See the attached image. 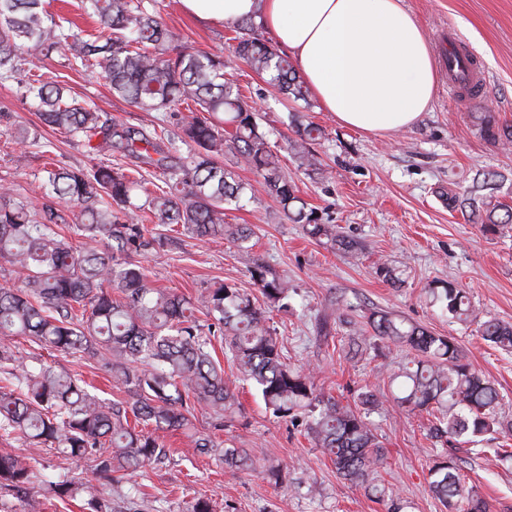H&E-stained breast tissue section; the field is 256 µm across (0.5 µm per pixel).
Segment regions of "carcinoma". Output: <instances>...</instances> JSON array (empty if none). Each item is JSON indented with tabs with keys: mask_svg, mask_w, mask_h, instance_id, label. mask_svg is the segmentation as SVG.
I'll return each mask as SVG.
<instances>
[{
	"mask_svg": "<svg viewBox=\"0 0 512 512\" xmlns=\"http://www.w3.org/2000/svg\"><path fill=\"white\" fill-rule=\"evenodd\" d=\"M82 4L99 23L101 45L71 20L50 14L43 0H0V78L12 77L31 48L46 57L65 49L68 65L90 70L113 96L161 118L150 125L117 120L71 96L61 81L30 73L23 96L41 123L98 155L136 159L158 173L163 186L150 191L143 177L108 164L45 168V195L71 205L70 229L95 243L86 247L56 230L65 218L52 206L38 213L0 184V258L22 274L21 287L0 288V434L87 458L100 477L118 483L169 459L165 435L194 428L196 408L208 410L214 431L240 413L238 395L216 356L218 342L239 380L254 388L273 416L311 435L340 477L375 491L386 500L387 512H405L407 501L374 484L385 461L369 420L380 403L376 390H361L352 407L339 405L317 391L310 373L288 365L265 309L250 294L223 283L189 300L153 287L136 261L161 246L143 224L145 213L178 235L226 237L248 250L251 229L225 220L226 205L245 192L238 180L241 167L261 177L268 196L308 236L347 253L354 252L355 242L298 196L254 103L226 76L223 60L187 47L168 49L175 35L146 0ZM234 33L238 57L287 99L309 104L308 88L292 62L258 34L254 22H241ZM290 125L295 137L288 139V149L297 167L323 173L312 151L322 128L297 115ZM479 130L487 140L512 143V125L501 126L489 114L479 117ZM183 145L191 147L189 153H182ZM228 155L230 162L222 163ZM142 193L144 202L135 203ZM448 204L471 207L488 232L512 226L510 205L452 194ZM249 275L267 306H288L287 280L257 261ZM430 293L452 318L469 320L470 301L462 289L448 282ZM366 327L371 339L412 351L413 357L387 375L388 385L407 411L434 417L432 437L462 445L499 433L498 390L466 360L454 337L437 336L385 311L371 312ZM479 332L490 345L512 350V325L489 318ZM17 337L60 355L102 361L126 398L104 399L85 380L22 355L12 348ZM191 437L194 456L237 470L257 463L252 450L225 448L207 433ZM35 462L33 456L0 453V491L23 499L30 512L41 506ZM428 476V490L448 512H487L465 488L458 456L434 462ZM49 491L75 499L85 488L64 475Z\"/></svg>",
	"mask_w": 512,
	"mask_h": 512,
	"instance_id": "1",
	"label": "carcinoma"
}]
</instances>
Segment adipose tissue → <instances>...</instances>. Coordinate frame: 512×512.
Wrapping results in <instances>:
<instances>
[{
  "label": "adipose tissue",
  "mask_w": 512,
  "mask_h": 512,
  "mask_svg": "<svg viewBox=\"0 0 512 512\" xmlns=\"http://www.w3.org/2000/svg\"><path fill=\"white\" fill-rule=\"evenodd\" d=\"M181 2L213 24L256 20L342 125L388 135L414 124L433 100V53L404 0Z\"/></svg>",
  "instance_id": "1"
}]
</instances>
